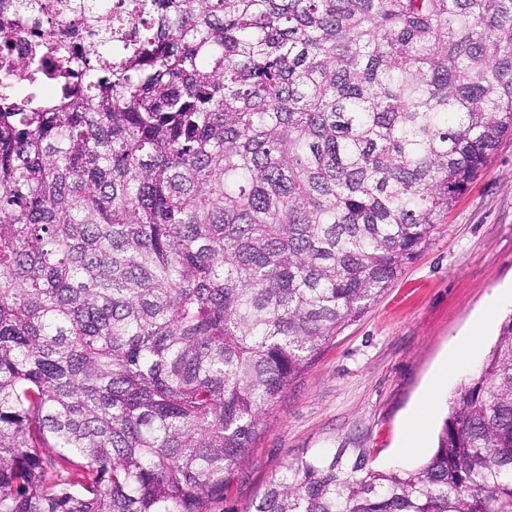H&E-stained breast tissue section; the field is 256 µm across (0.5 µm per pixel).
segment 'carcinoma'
<instances>
[{"instance_id":"1","label":"carcinoma","mask_w":512,"mask_h":512,"mask_svg":"<svg viewBox=\"0 0 512 512\" xmlns=\"http://www.w3.org/2000/svg\"><path fill=\"white\" fill-rule=\"evenodd\" d=\"M0 79V512H207L278 399L512 133V0H141ZM317 453L246 512H512V316L431 458Z\"/></svg>"}]
</instances>
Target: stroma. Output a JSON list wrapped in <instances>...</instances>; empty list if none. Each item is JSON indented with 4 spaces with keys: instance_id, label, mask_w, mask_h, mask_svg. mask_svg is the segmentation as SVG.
<instances>
[{
    "instance_id": "35a3bbf8",
    "label": "stroma",
    "mask_w": 512,
    "mask_h": 512,
    "mask_svg": "<svg viewBox=\"0 0 512 512\" xmlns=\"http://www.w3.org/2000/svg\"><path fill=\"white\" fill-rule=\"evenodd\" d=\"M511 286L508 135L419 257L279 398L250 462L209 512H245L287 465L317 452L367 448L378 469L422 465L434 452L451 399L477 374L512 314V301L497 299ZM480 317V338L445 379L421 447L405 451L410 416Z\"/></svg>"
}]
</instances>
